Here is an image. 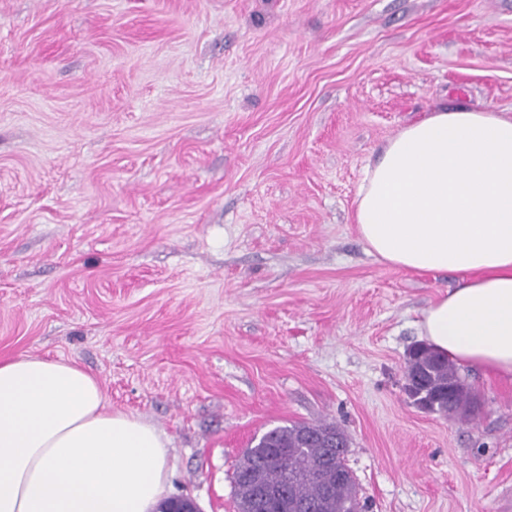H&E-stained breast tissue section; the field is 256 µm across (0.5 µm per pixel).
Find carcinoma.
Here are the masks:
<instances>
[{"instance_id":"cac0c4a2","label":"carcinoma","mask_w":512,"mask_h":512,"mask_svg":"<svg viewBox=\"0 0 512 512\" xmlns=\"http://www.w3.org/2000/svg\"><path fill=\"white\" fill-rule=\"evenodd\" d=\"M405 377L410 379L405 392L415 404H427L441 414L470 412L473 395L447 356L423 344L415 345L408 352ZM327 431L336 436L334 448L318 439ZM348 448V435L331 422L293 423L265 433L245 451L233 473L239 512L247 507L250 512H263L253 479L256 470L265 484L284 487L290 503H306L316 507L314 512H365L356 478L346 464ZM326 469L333 471L334 477L325 491L313 475Z\"/></svg>"}]
</instances>
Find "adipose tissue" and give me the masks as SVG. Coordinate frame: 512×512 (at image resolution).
<instances>
[{
    "instance_id": "obj_1",
    "label": "adipose tissue",
    "mask_w": 512,
    "mask_h": 512,
    "mask_svg": "<svg viewBox=\"0 0 512 512\" xmlns=\"http://www.w3.org/2000/svg\"><path fill=\"white\" fill-rule=\"evenodd\" d=\"M354 222L379 260L459 273L420 335L512 378V116L459 106L403 127L366 166ZM168 485L161 432L112 410L93 374L0 355V512H155Z\"/></svg>"
}]
</instances>
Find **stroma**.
<instances>
[{
	"label": "stroma",
	"instance_id": "obj_1",
	"mask_svg": "<svg viewBox=\"0 0 512 512\" xmlns=\"http://www.w3.org/2000/svg\"><path fill=\"white\" fill-rule=\"evenodd\" d=\"M512 115V0H0V355L77 362L238 512L253 438L336 423L368 512H501L512 381L404 391L460 277L370 255L365 166L443 107Z\"/></svg>",
	"mask_w": 512,
	"mask_h": 512
}]
</instances>
